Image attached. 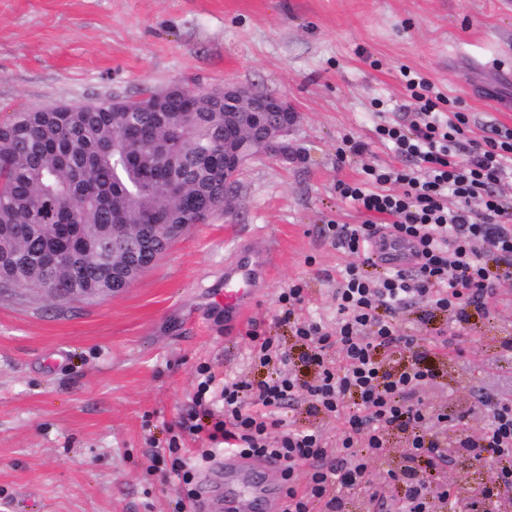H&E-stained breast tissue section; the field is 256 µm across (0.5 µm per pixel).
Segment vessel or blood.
<instances>
[{"mask_svg": "<svg viewBox=\"0 0 512 512\" xmlns=\"http://www.w3.org/2000/svg\"><path fill=\"white\" fill-rule=\"evenodd\" d=\"M375 252L384 264L406 268L414 265L415 258L409 244L392 239H380ZM268 256L264 253H247L224 269V290L218 299L224 305V320L240 322L249 305L260 293L263 271ZM270 460L260 462L227 454L218 458L210 467L212 473L224 478V496L234 512H282L284 501L274 489L265 484L264 472L273 470Z\"/></svg>", "mask_w": 512, "mask_h": 512, "instance_id": "vessel-or-blood-1", "label": "vessel or blood"}]
</instances>
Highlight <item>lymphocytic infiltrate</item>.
<instances>
[{"label":"lymphocytic infiltrate","instance_id":"f902f5d3","mask_svg":"<svg viewBox=\"0 0 512 512\" xmlns=\"http://www.w3.org/2000/svg\"><path fill=\"white\" fill-rule=\"evenodd\" d=\"M407 87L409 124L383 125L377 133L400 157L422 164L424 173L369 166L365 172L376 191L337 183L339 196L367 218L324 229L354 257L337 282L335 328L296 320L304 296L301 287H291L278 300L292 321L300 355L278 348L272 338L252 336V358L270 368V375L256 384L225 379L218 411L208 397L213 376L199 382L193 396L188 428L211 443L202 460H213L221 446L244 458L277 461L285 486L283 512H342L345 494L355 490L365 491L377 510L388 505L394 512H432L436 502H447L451 495L441 479L448 463L440 428L444 417L425 407L420 392L437 377L454 342L436 338L427 349H418L416 337L400 334L397 317L420 298L464 325L473 315H489L496 283L512 280V200L498 191L512 180V129L494 126L483 140L464 142L467 113L440 112L423 77L408 78ZM390 183L400 184V191H387ZM452 197L457 200L453 207L448 204ZM383 233L412 245L413 270L370 274L378 263L373 247ZM395 349L412 353L399 369L382 358ZM296 362L315 368L313 381L291 372ZM302 397L309 401L310 414L341 421L335 442L318 429L282 419V409ZM487 408L489 420L480 431H473L463 415L452 425L456 446L496 472L493 485L482 493L486 503L512 490V399L488 402ZM395 432L407 436V463L371 481L369 467L384 456L387 438ZM164 466L176 479L177 512H186L196 502V467L177 440H170L165 453L153 455V469ZM300 476L305 479L301 485L296 482Z\"/></svg>","mask_w":512,"mask_h":512}]
</instances>
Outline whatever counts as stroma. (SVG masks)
Returning <instances> with one entry per match:
<instances>
[{"label": "stroma", "mask_w": 512, "mask_h": 512, "mask_svg": "<svg viewBox=\"0 0 512 512\" xmlns=\"http://www.w3.org/2000/svg\"><path fill=\"white\" fill-rule=\"evenodd\" d=\"M498 55L512 57V0H0V122L229 81L288 98L299 152L247 165L233 210L193 225L119 296L0 293V512H174V483L151 472L150 454L174 437L201 449L180 426L198 367L264 380L250 335L293 348L277 318L293 285L300 317L335 323L351 257L323 228L364 220L337 183L362 181L369 165L403 167L375 128L404 118L409 73L469 112L467 138L512 128V77L489 64ZM347 136L362 155L338 156ZM243 243L270 252L274 269L249 321L228 330L209 305ZM426 309L419 300L402 312L401 334L444 330L464 355L420 396L480 429L483 399L512 395V362L497 358L512 336V281L465 327Z\"/></svg>", "instance_id": "35a3bbf8"}]
</instances>
